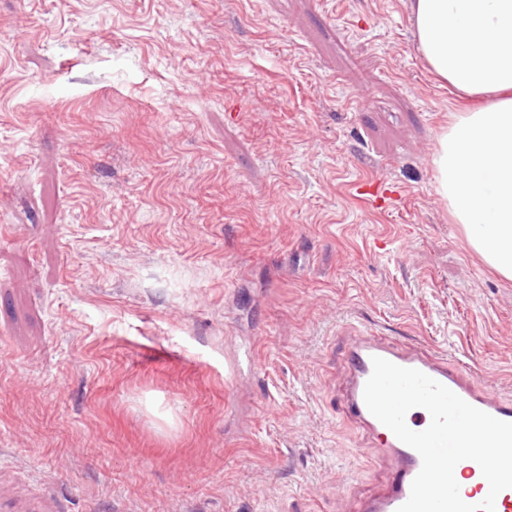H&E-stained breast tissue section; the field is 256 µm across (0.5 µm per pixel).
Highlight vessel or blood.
Returning <instances> with one entry per match:
<instances>
[{
  "mask_svg": "<svg viewBox=\"0 0 512 512\" xmlns=\"http://www.w3.org/2000/svg\"><path fill=\"white\" fill-rule=\"evenodd\" d=\"M358 192L367 203L375 206L388 208L396 202L393 190L378 180L361 183ZM376 357L401 367L420 370L470 405L506 422H512V394H496L477 386L466 364L449 362L445 356L430 355L372 334L352 337L345 353L346 374L341 397L343 413L376 440L380 455L392 467L386 489L364 501L359 512H397L409 498L411 483L419 473L422 461L414 449L401 442L365 405L364 387L372 373V360ZM467 471L469 476L475 477L476 484L462 492L461 497L470 504L480 503L487 496L489 485L477 463H470Z\"/></svg>",
  "mask_w": 512,
  "mask_h": 512,
  "instance_id": "b4317fda",
  "label": "vessel or blood"
}]
</instances>
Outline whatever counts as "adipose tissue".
Returning a JSON list of instances; mask_svg holds the SVG:
<instances>
[{"instance_id": "adipose-tissue-1", "label": "adipose tissue", "mask_w": 512, "mask_h": 512, "mask_svg": "<svg viewBox=\"0 0 512 512\" xmlns=\"http://www.w3.org/2000/svg\"><path fill=\"white\" fill-rule=\"evenodd\" d=\"M417 49L468 104L439 137L436 191L467 244L512 280V0H411Z\"/></svg>"}]
</instances>
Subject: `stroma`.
Wrapping results in <instances>:
<instances>
[{
  "instance_id": "obj_1",
  "label": "stroma",
  "mask_w": 512,
  "mask_h": 512,
  "mask_svg": "<svg viewBox=\"0 0 512 512\" xmlns=\"http://www.w3.org/2000/svg\"><path fill=\"white\" fill-rule=\"evenodd\" d=\"M457 107L409 0H0V512H356L365 333L512 393ZM358 193L367 203L377 207L388 208L397 201L394 193L380 180H367L358 186ZM381 202V203H380Z\"/></svg>"
}]
</instances>
